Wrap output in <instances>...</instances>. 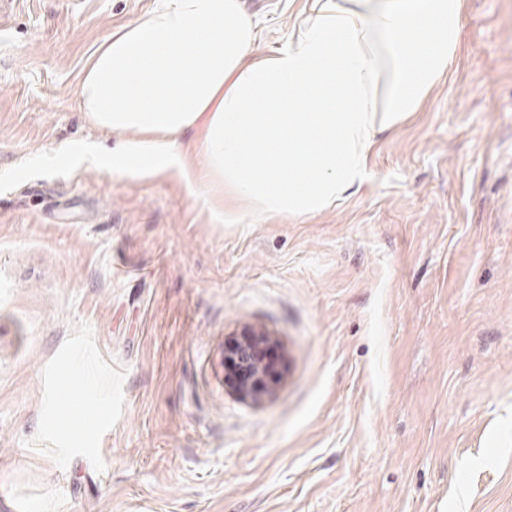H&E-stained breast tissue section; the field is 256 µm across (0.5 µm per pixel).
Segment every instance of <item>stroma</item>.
<instances>
[{"mask_svg":"<svg viewBox=\"0 0 512 512\" xmlns=\"http://www.w3.org/2000/svg\"><path fill=\"white\" fill-rule=\"evenodd\" d=\"M153 0H0V512H512V0L311 218L224 223L78 88ZM252 58L308 0H242ZM278 340L271 398L224 382ZM224 348L227 379L245 400L270 397L282 381L284 361L277 341L264 332L247 331Z\"/></svg>","mask_w":512,"mask_h":512,"instance_id":"stroma-1","label":"stroma"}]
</instances>
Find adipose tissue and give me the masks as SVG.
I'll use <instances>...</instances> for the list:
<instances>
[{
    "mask_svg": "<svg viewBox=\"0 0 512 512\" xmlns=\"http://www.w3.org/2000/svg\"><path fill=\"white\" fill-rule=\"evenodd\" d=\"M464 0H310L285 43L246 63L259 27L240 0H154L93 51L81 107L131 133L124 169L200 172L225 223L244 211L317 215L371 177L378 134L415 111L455 63Z\"/></svg>",
    "mask_w": 512,
    "mask_h": 512,
    "instance_id": "ef3b65f1",
    "label": "adipose tissue"
}]
</instances>
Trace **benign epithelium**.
Masks as SVG:
<instances>
[{
  "instance_id": "obj_1",
  "label": "benign epithelium",
  "mask_w": 512,
  "mask_h": 512,
  "mask_svg": "<svg viewBox=\"0 0 512 512\" xmlns=\"http://www.w3.org/2000/svg\"><path fill=\"white\" fill-rule=\"evenodd\" d=\"M224 367L237 394L250 401L270 397L284 374L279 345L264 332L247 331L226 344Z\"/></svg>"
}]
</instances>
